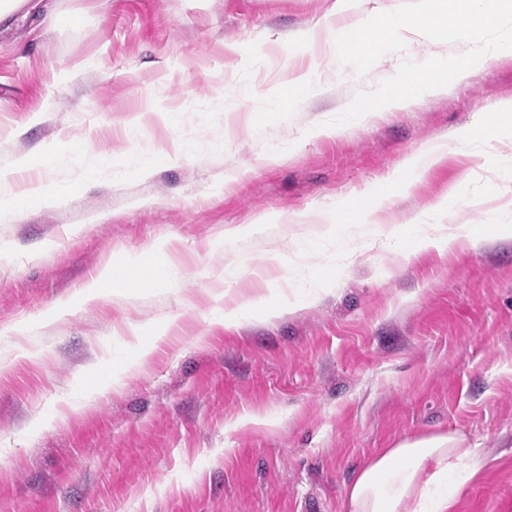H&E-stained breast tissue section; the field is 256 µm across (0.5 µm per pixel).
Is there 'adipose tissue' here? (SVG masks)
<instances>
[{
    "instance_id": "ef3b65f1",
    "label": "adipose tissue",
    "mask_w": 512,
    "mask_h": 512,
    "mask_svg": "<svg viewBox=\"0 0 512 512\" xmlns=\"http://www.w3.org/2000/svg\"><path fill=\"white\" fill-rule=\"evenodd\" d=\"M443 211V206L434 207L429 223L412 225L408 235L378 233L365 246L398 255L482 245L472 225L441 224ZM480 469L478 448L459 432L408 438L378 450L358 470L347 486V512H455L459 488Z\"/></svg>"
}]
</instances>
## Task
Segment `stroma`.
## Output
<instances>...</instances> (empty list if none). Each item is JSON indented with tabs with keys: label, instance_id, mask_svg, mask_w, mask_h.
<instances>
[{
	"label": "stroma",
	"instance_id": "1",
	"mask_svg": "<svg viewBox=\"0 0 512 512\" xmlns=\"http://www.w3.org/2000/svg\"><path fill=\"white\" fill-rule=\"evenodd\" d=\"M403 2L337 14L336 0H58L85 23L58 32L33 12L0 27V168L24 156L27 178L71 189L0 221V351L15 356L0 374V512H347L346 485L376 450L448 430L484 459L456 512H512V241L489 224L512 202V138L492 139L485 161L467 139L512 102V55L315 132L401 62L468 51L420 37L367 74L336 67L327 33ZM304 70L308 95L293 83ZM436 142L443 160L406 185L404 161ZM142 154L166 162L145 178ZM359 196L377 197L382 232L444 201L447 223L483 222L485 242L333 265L314 232ZM248 224L259 232L225 242ZM302 238L314 295L212 323L225 294L296 291ZM162 243L178 275L76 302L102 266L150 262ZM166 323L148 362L84 401L126 335Z\"/></svg>",
	"mask_w": 512,
	"mask_h": 512
}]
</instances>
